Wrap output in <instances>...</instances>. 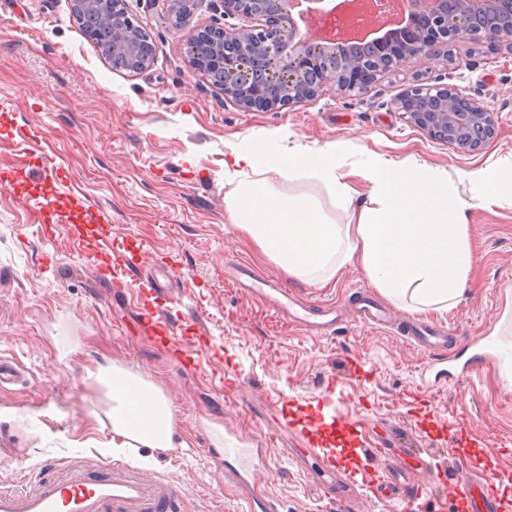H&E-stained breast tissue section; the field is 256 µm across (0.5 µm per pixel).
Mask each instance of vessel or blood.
<instances>
[{"label":"vessel or blood","mask_w":512,"mask_h":512,"mask_svg":"<svg viewBox=\"0 0 512 512\" xmlns=\"http://www.w3.org/2000/svg\"><path fill=\"white\" fill-rule=\"evenodd\" d=\"M242 288L288 322L307 330H332L337 323L335 304L314 307L289 294L278 282L256 272L248 263L239 261L232 267ZM138 317H149L158 342L176 346L175 326L171 318L147 299L135 305ZM495 325L474 336L451 340L444 326L433 322H414L405 333L425 355L420 370V390L455 384L484 373L498 380L503 396L512 395V305L499 300L492 313ZM362 325L391 329L388 307L363 302L359 315ZM224 483L230 487L245 486L252 493L247 498L253 512H279L274 499L254 491L261 469L266 468L264 449L238 447L234 438L224 440ZM458 457L468 472L458 481L451 498H440L438 507L445 512H503L505 502L497 491L493 477H481L472 458ZM56 473L39 477L29 488H0V512H180L183 494L166 476L147 473L130 462L112 460L88 462L82 459L56 464ZM357 485L366 487L387 512H412L411 498L401 494L399 481L374 467L361 470Z\"/></svg>","instance_id":"obj_1"}]
</instances>
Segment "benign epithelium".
I'll return each instance as SVG.
<instances>
[{
    "label": "benign epithelium",
    "mask_w": 512,
    "mask_h": 512,
    "mask_svg": "<svg viewBox=\"0 0 512 512\" xmlns=\"http://www.w3.org/2000/svg\"><path fill=\"white\" fill-rule=\"evenodd\" d=\"M233 23L214 26L186 39L188 56L202 71L224 76V95L244 110H272L316 96L324 87L367 94L377 76L415 62L448 41L503 42L512 47V0H403L401 18L367 51L347 37L314 36L311 24L352 5L338 0L329 9L312 4L305 22L291 0H220ZM239 23H234V20ZM137 45L123 32L112 52L133 55ZM456 92L446 86L413 85L393 100L396 111L433 139L452 142L477 132L463 150H479L495 133L492 113L483 108L454 112Z\"/></svg>",
    "instance_id": "obj_1"
}]
</instances>
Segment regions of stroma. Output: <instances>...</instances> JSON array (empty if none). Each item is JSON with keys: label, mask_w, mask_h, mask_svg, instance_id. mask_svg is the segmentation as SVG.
Returning <instances> with one entry per match:
<instances>
[{"label": "stroma", "mask_w": 512, "mask_h": 512, "mask_svg": "<svg viewBox=\"0 0 512 512\" xmlns=\"http://www.w3.org/2000/svg\"><path fill=\"white\" fill-rule=\"evenodd\" d=\"M126 11L149 35L154 54L138 73L112 71L75 22L71 0H5L0 5V172L17 163L10 128L36 132L40 166L16 188H0V360L17 370L0 388V408L20 412L0 421V484L26 487L47 462L81 454L114 458L111 408L92 377L116 364L154 383L175 408L183 445L131 463L185 489L183 512H247L236 489L213 470L225 434L266 446L261 491L281 512H383L367 490L322 475L306 449L307 415L344 419L367 438L369 453L351 450V466L385 450L393 474L412 469V484L433 494L457 472L448 451L486 462L512 500V399L493 375L431 389L412 399L422 351L399 334L361 326L363 295L378 297L364 272L347 265L320 288L297 280L266 258L227 222L224 154L247 137L290 133L309 148L340 145L347 162L373 151L447 171L468 196L460 172L512 160V49L503 43L455 42L434 55L378 75L366 95L324 88L313 99L272 111H245L189 63V32L224 21L211 0H196L175 23L170 0H126ZM415 84L445 85L492 112L495 134L465 152L432 139L395 112L392 102ZM48 196L58 222L43 234L31 201ZM467 238L474 257L467 287L446 310L426 309L448 327L472 333L489 324L491 302L512 300V206L473 203ZM79 226L84 247L69 237ZM138 248L137 265L115 281L86 262ZM241 259L316 305L336 303L341 323L314 335L287 324L237 288L229 274ZM179 266L176 322L199 329L209 346H188L197 360L184 371L169 348L155 344L132 319L145 288L144 270L165 280ZM398 324L419 313L391 306ZM371 376L349 378L352 361ZM341 383L321 404L329 376ZM434 457L438 468L417 471Z\"/></svg>", "instance_id": "35a3bbf8"}]
</instances>
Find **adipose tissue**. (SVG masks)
Segmentation results:
<instances>
[{
  "mask_svg": "<svg viewBox=\"0 0 512 512\" xmlns=\"http://www.w3.org/2000/svg\"><path fill=\"white\" fill-rule=\"evenodd\" d=\"M280 140L277 133L247 138L224 154L225 212L264 256L322 288L355 264L380 293L411 309L456 304L474 257L466 236L469 200L452 193L447 171L375 152L349 166L338 146L285 153ZM300 178L325 186L333 212L313 194L281 191V182ZM459 178L471 200L512 204L499 170ZM94 378L112 402L113 447H174V409L159 388L117 365L99 368Z\"/></svg>",
  "mask_w": 512,
  "mask_h": 512,
  "instance_id": "ef3b65f1",
  "label": "adipose tissue"
}]
</instances>
